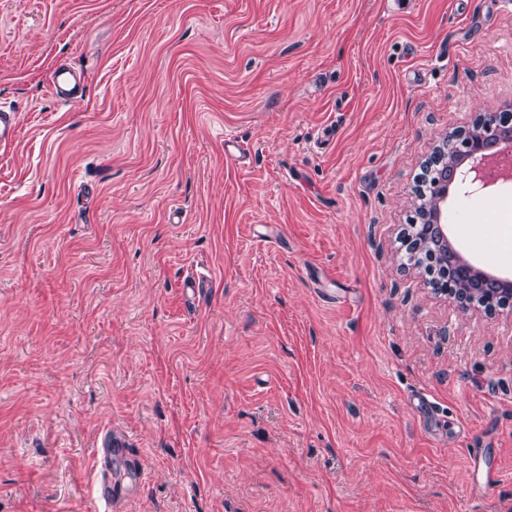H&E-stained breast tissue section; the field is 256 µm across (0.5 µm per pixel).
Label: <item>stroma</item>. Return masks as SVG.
Here are the masks:
<instances>
[{
	"label": "stroma",
	"mask_w": 512,
	"mask_h": 512,
	"mask_svg": "<svg viewBox=\"0 0 512 512\" xmlns=\"http://www.w3.org/2000/svg\"><path fill=\"white\" fill-rule=\"evenodd\" d=\"M0 103V512H102L108 430L119 512H512V309L400 268L425 160L512 112V5L0 0ZM486 197L448 238L512 278ZM52 96L63 105H73L81 98L83 75L67 65H57L49 78ZM17 129L16 111L0 105V147L6 148L16 141ZM129 443L122 437L112 436V433L104 434L101 448L97 450V468L100 479L95 487L99 500L104 504V511L112 510V502L122 496V493L112 484L111 465L115 458H128Z\"/></svg>",
	"instance_id": "stroma-1"
}]
</instances>
